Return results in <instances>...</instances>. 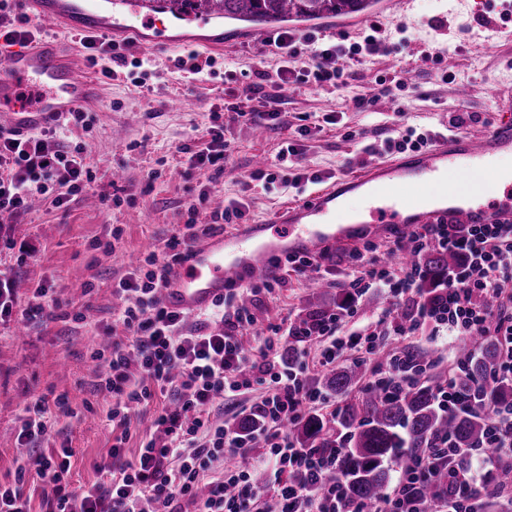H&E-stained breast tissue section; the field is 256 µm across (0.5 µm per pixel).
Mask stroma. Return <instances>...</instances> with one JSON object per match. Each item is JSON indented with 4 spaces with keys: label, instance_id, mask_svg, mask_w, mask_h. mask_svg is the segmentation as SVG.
Listing matches in <instances>:
<instances>
[{
    "label": "stroma",
    "instance_id": "1",
    "mask_svg": "<svg viewBox=\"0 0 512 512\" xmlns=\"http://www.w3.org/2000/svg\"><path fill=\"white\" fill-rule=\"evenodd\" d=\"M473 6V0H414L410 14L391 9L377 14L374 24L382 48L350 61L346 85L294 86L285 97L279 127L244 120L227 125L224 137L231 152L223 173L199 179L186 178L178 149L205 135L211 110L223 107L240 85L254 81L256 72L276 77L280 58L266 46L263 33L239 32L238 22L227 19L204 28L171 26L169 36L214 59L215 77L189 84L173 65L174 53L160 55L142 44L134 54L148 59L149 66L139 87L125 68L114 79H100L86 51L67 37L58 20H37L41 39L67 45L66 58L78 75L101 81L103 94L90 105L89 126L64 124L57 130L61 139L86 144V162L97 182L94 192L68 209L38 199L25 213L0 215L12 239L11 244L0 243V278L20 286L17 314H24L33 290L40 287L61 301L64 312L54 321L26 323L21 337L15 322L0 325V483L14 479L22 452L18 418L34 393L49 401L67 396L75 413L51 432L42 451L49 455L64 445L72 448L67 474L72 486L102 480L113 439L108 419L113 400L97 385L104 363L93 353L103 347L102 326L111 323L121 305L112 284L151 250L184 233L200 188H207L209 196L199 221H209L211 212L236 200L245 206L243 223L264 224L303 196L301 189L282 181L279 154L286 140H295L308 172L329 183L369 166L364 144L381 140L399 119L439 136L447 134L452 116L462 111L474 115L466 127L474 136L500 120L490 90L512 92V19L504 20L499 8L477 14ZM406 68L413 70L416 87L402 94L405 117L395 115L382 96L369 111L354 109V98L373 93L377 78ZM228 70L236 80L225 78ZM462 81L472 88L464 106L455 96ZM303 125L309 133L301 137L297 130ZM259 154L274 182L251 180ZM400 233L397 227L360 224L350 244L327 246L319 290H310L294 273H281L275 288L253 300L257 329L334 308L346 291L342 271L348 255L368 243L383 245ZM106 243L111 253H104ZM380 343L390 350L409 345L433 350L435 362L428 372L433 385L452 375L460 345L429 322L411 336H385ZM162 404L158 398L131 411L127 458H134L144 441H163L153 425Z\"/></svg>",
    "mask_w": 512,
    "mask_h": 512
}]
</instances>
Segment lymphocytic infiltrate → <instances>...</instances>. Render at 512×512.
Masks as SVG:
<instances>
[{"mask_svg": "<svg viewBox=\"0 0 512 512\" xmlns=\"http://www.w3.org/2000/svg\"><path fill=\"white\" fill-rule=\"evenodd\" d=\"M81 45L88 50L91 64L108 79L115 76L117 67L143 65L142 59L128 56L126 45L103 37L82 40ZM273 45L282 62L281 84L289 82L291 62L307 53L314 64L304 72L303 82L337 88L346 75L342 60L376 53L381 41L370 34L360 42H332L312 28L279 31ZM259 97L265 106L259 120L269 126L280 124L282 94L264 93L259 82L243 85L236 102L212 111L207 140L180 146L188 173L222 171L230 146L224 138L221 114L228 111L235 118L245 117V103ZM53 134L49 127L27 135L0 129L1 213L25 211L36 195L51 198L55 207L64 208L74 197L92 190L95 177L83 162L84 146L60 144ZM242 215L240 204L231 203L212 212L208 223L189 218L183 236L167 241L165 255L148 254L146 272H132L114 286L115 294L134 297L135 302L117 313L116 321L128 336L111 341L106 372L100 379L101 387L114 399L110 417L124 429L133 406L159 394L172 397V406L156 418L166 443L159 446L147 441L135 460L128 461L124 458L126 438L117 436L108 453L109 482L91 484L78 493L70 491L64 476L70 468L71 449H63L54 458L42 453L38 444L49 433L51 416L67 417L71 410L65 398L52 405L38 399L20 418L17 439L28 452L24 465L16 470L14 485L0 484V512H33L20 488L29 471L45 487L44 512H183L187 505L192 512H256L265 490L254 485L251 470L261 465L273 472L269 490L278 512H402L403 501L437 471L447 473L448 484L456 492L442 497L434 512H479L484 496L497 494V487L486 483L484 476L497 463L512 464V404L489 414L482 446L462 448L450 435L435 436L428 451L400 473L396 484L374 506L348 502L342 484L329 480V473L341 466L342 449L303 448L293 441L287 425L300 421L325 401L312 384L314 367L335 364L347 349L359 347L370 356L380 349L374 332L335 340L337 324L354 314L350 302L305 321L268 326L250 352L245 351L242 336L253 327L254 316L245 301L229 306L220 298L212 304V317L224 324L218 332L188 327L185 315L164 306L161 290L171 266L181 262L186 242L216 232ZM431 243L458 258L434 300L423 299L417 291L423 275L420 265H412L400 276L376 255L352 253L346 283L360 294L373 288L388 290L392 303L377 313L376 323L392 335L406 336L422 323L432 322L459 338L476 334L496 338L503 351L495 376L512 380V306L505 300L506 287L512 284V223L429 224L423 232L390 241L386 250L393 253L409 247L419 254ZM282 336L296 343L295 362L287 367L278 361L277 341ZM326 337L331 338V345L317 364H310L309 345ZM424 372V367H410L396 354L387 364L373 365L369 387L392 395ZM255 385L264 389L252 411L259 421L255 436L211 419L214 402ZM258 437L263 440L259 450L254 447ZM228 453L239 456L241 466L225 478L208 481V471L223 463ZM293 471L303 473L304 483L282 481V474Z\"/></svg>", "mask_w": 512, "mask_h": 512, "instance_id": "1", "label": "lymphocytic infiltrate"}]
</instances>
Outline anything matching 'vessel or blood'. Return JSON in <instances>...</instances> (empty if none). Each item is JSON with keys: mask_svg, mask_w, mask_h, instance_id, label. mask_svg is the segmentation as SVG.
Wrapping results in <instances>:
<instances>
[{"mask_svg": "<svg viewBox=\"0 0 512 512\" xmlns=\"http://www.w3.org/2000/svg\"><path fill=\"white\" fill-rule=\"evenodd\" d=\"M38 17L51 16L84 34L127 16L141 17L151 44L165 53L167 29L187 21L198 27L213 16L186 14L178 0H25ZM31 78L43 90L37 105L16 100L18 79ZM99 84L76 75L59 46L38 44L0 61V113L9 129L33 132L97 99ZM512 152V121L483 135L458 132L432 147L378 162L364 173L329 183L289 206L268 224H252L205 236L187 246L185 258L168 277L162 302L170 310L194 315L208 309L229 285L278 277L274 256L317 257L331 240H349L353 220L364 224H507L512 222V175L482 182L481 169ZM357 193L366 201L360 214L346 211L341 197Z\"/></svg>", "mask_w": 512, "mask_h": 512, "instance_id": "vessel-or-blood-1", "label": "vessel or blood"}]
</instances>
